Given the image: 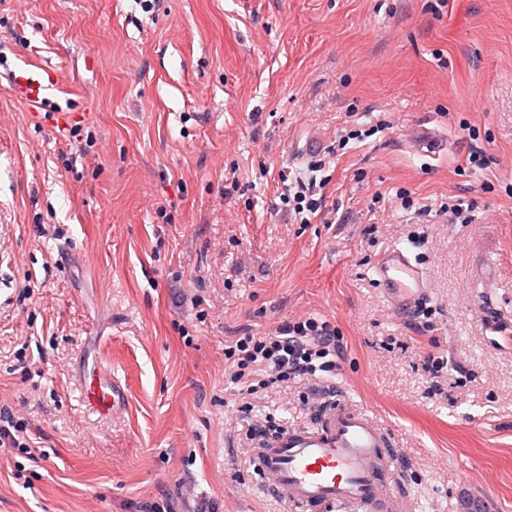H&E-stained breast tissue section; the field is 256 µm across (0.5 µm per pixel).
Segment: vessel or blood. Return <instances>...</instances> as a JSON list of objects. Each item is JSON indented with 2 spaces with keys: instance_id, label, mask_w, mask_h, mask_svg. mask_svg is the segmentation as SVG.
<instances>
[{
  "instance_id": "vessel-or-blood-1",
  "label": "vessel or blood",
  "mask_w": 512,
  "mask_h": 512,
  "mask_svg": "<svg viewBox=\"0 0 512 512\" xmlns=\"http://www.w3.org/2000/svg\"><path fill=\"white\" fill-rule=\"evenodd\" d=\"M388 296L403 308L426 285L401 249L389 248L374 267ZM83 397L102 413L123 407V389L106 368L83 373ZM388 433L366 412L336 399L321 403L316 422L260 439L257 467L264 485L309 512H410L392 491L401 468Z\"/></svg>"
}]
</instances>
